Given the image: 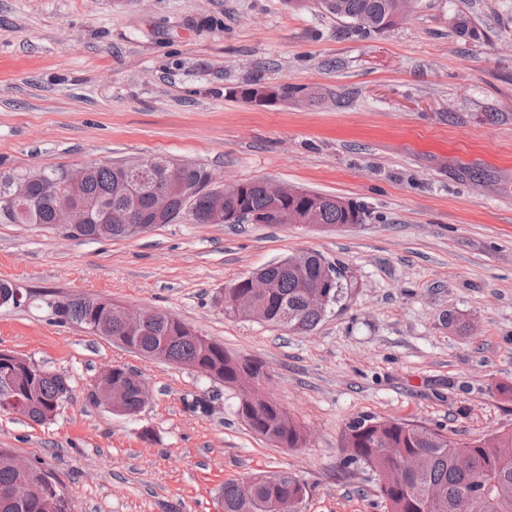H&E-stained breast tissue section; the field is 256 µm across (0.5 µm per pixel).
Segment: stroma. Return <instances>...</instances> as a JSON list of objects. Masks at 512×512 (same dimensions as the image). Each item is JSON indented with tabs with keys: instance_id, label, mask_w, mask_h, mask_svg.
Masks as SVG:
<instances>
[{
	"instance_id": "obj_1",
	"label": "stroma",
	"mask_w": 512,
	"mask_h": 512,
	"mask_svg": "<svg viewBox=\"0 0 512 512\" xmlns=\"http://www.w3.org/2000/svg\"><path fill=\"white\" fill-rule=\"evenodd\" d=\"M461 14L473 35L455 32ZM281 82L319 99L236 94ZM155 155L367 217L322 231L187 214L114 240L0 223V279L32 294L0 307V350L72 386L46 424L0 415V448L40 463L72 512H222L226 480L282 469L306 484L305 512H384L370 472L338 466L352 419L461 441L512 428V0H413L370 33L313 0H0V173ZM303 251L354 280L312 332L225 315L224 289ZM76 294L166 311L262 362L305 445L252 433L222 382L59 322ZM107 364L140 374L139 414L91 400Z\"/></svg>"
}]
</instances>
